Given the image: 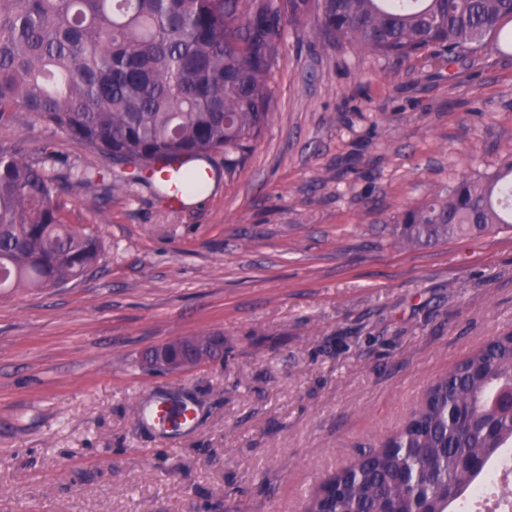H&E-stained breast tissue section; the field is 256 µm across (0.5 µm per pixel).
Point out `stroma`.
Returning a JSON list of instances; mask_svg holds the SVG:
<instances>
[{
	"instance_id": "obj_1",
	"label": "stroma",
	"mask_w": 512,
	"mask_h": 512,
	"mask_svg": "<svg viewBox=\"0 0 512 512\" xmlns=\"http://www.w3.org/2000/svg\"><path fill=\"white\" fill-rule=\"evenodd\" d=\"M273 112L246 156L213 154L198 203L26 112L0 142L52 149L64 223L98 263L0 295V512H303L431 384L512 333V230L395 246L398 214L512 162V49L467 67L384 60L287 28ZM85 171L87 185L63 182ZM215 334L180 375L144 355ZM195 401L161 437L147 403Z\"/></svg>"
}]
</instances>
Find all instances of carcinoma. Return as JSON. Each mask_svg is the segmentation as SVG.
Here are the masks:
<instances>
[{
    "label": "carcinoma",
    "mask_w": 512,
    "mask_h": 512,
    "mask_svg": "<svg viewBox=\"0 0 512 512\" xmlns=\"http://www.w3.org/2000/svg\"><path fill=\"white\" fill-rule=\"evenodd\" d=\"M330 44L400 61L436 54L465 64L494 36L512 48V0H0V119L30 112L142 174L163 155L246 153L276 105L272 65L283 20ZM45 151L38 162L0 143V292L56 288L100 257L91 235L60 222ZM512 162L463 175L399 213L409 247L512 228ZM512 336H499L440 378L413 421L331 478L337 512L433 501L439 512L512 447Z\"/></svg>",
    "instance_id": "obj_1"
}]
</instances>
